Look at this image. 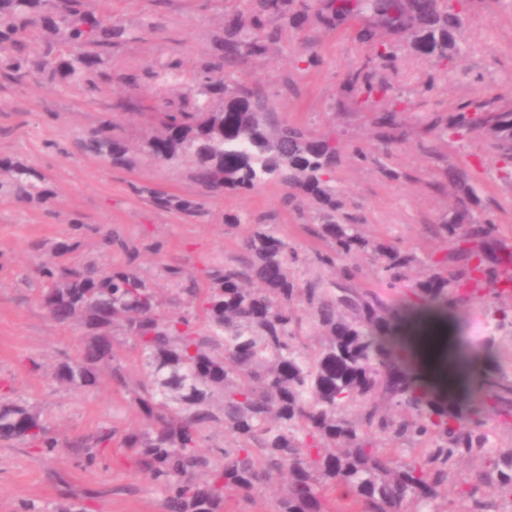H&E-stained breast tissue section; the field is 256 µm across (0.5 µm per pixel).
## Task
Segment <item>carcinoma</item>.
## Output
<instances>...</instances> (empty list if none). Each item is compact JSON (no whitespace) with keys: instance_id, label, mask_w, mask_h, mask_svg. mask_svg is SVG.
<instances>
[{"instance_id":"carcinoma-1","label":"carcinoma","mask_w":512,"mask_h":512,"mask_svg":"<svg viewBox=\"0 0 512 512\" xmlns=\"http://www.w3.org/2000/svg\"><path fill=\"white\" fill-rule=\"evenodd\" d=\"M91 2L63 0L56 8L53 0H0V85L38 76L86 96L101 93L112 82V50L126 30ZM243 2L245 8L224 16L216 51L195 69L184 71L174 60L146 68L164 108L140 95L136 74L125 77L128 93L117 107L154 113L155 132L142 140L141 159L183 166L197 187L194 199L151 190L157 205L193 213L206 197L278 180L289 188L286 203L306 198L326 212L315 234L327 251L317 260L338 265V278L327 288L298 281L292 248L268 225L257 224L243 242L245 260L212 267L205 288L184 268L166 267L190 307L174 315L135 266L101 271L65 258L77 244L59 243L57 261L40 269L47 287L38 300L55 321L78 326L85 336L77 357L55 366L54 379L88 388L105 368L113 381L131 388L150 427L125 433L121 444L164 489L168 512H224L228 494H248L283 472L288 483L277 512H408L414 501L429 512H499L483 489L494 483L512 502V448L488 451L483 427L488 405L512 416V378L473 369L464 412L450 413L417 393V375L398 337L401 325L423 307L464 323L459 289L500 280L498 269L481 260L496 225L475 220L464 191L454 220L437 227L448 255L411 297L389 305L353 287L358 267L351 261L359 255H370L389 283L399 285L411 280L414 253L371 242L359 225L336 221L341 204L330 174L346 145L331 130L315 135L281 120L253 82L232 72L241 59L266 54L288 27L353 32L371 55L349 73L344 90L361 105L384 102L379 124L386 128L387 150L402 137L400 95L375 79L373 64L392 65L400 45L439 69H455L463 11L448 0ZM425 131L489 137L497 157L512 162V109L490 101L465 103ZM82 147L114 167L132 163L108 118L87 133ZM46 184L44 173L0 157V191L44 202L51 195ZM298 304L318 330L313 345L301 340ZM119 334L144 365L133 387L115 346ZM212 423L233 437L216 449L218 464L204 452L203 431ZM385 440L420 449L406 456L383 446ZM15 441L42 452L59 445L35 405L0 402V442ZM463 453L482 455L483 468L455 473ZM450 481L459 484L462 511L438 503Z\"/></svg>"}]
</instances>
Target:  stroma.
<instances>
[{"instance_id": "1", "label": "stroma", "mask_w": 512, "mask_h": 512, "mask_svg": "<svg viewBox=\"0 0 512 512\" xmlns=\"http://www.w3.org/2000/svg\"><path fill=\"white\" fill-rule=\"evenodd\" d=\"M234 0H98L99 10L131 35L112 52L113 80L101 95L31 80L0 88V156L33 166L48 177L45 202L0 195V398L34 404L58 448L49 453L28 445L0 443V512H62L75 505L84 512H165V493L140 469L119 437L148 423L131 394L100 371L95 387L69 388L52 372L75 356L83 329L56 323L37 299L44 281L38 269L51 261L56 243L78 242L74 259L101 269L135 264L158 288L169 310H187L185 296L172 292L164 268L177 265L204 279L218 264L241 261L242 241L252 225H270L294 247L293 269L300 280H334L333 269L320 266L321 239L311 233L322 213L310 202L286 204V185L269 180L257 189L203 199L196 212L158 206L152 192L184 198L196 186L184 170L140 164L112 167L85 153L83 135L111 117L130 148H137L149 128L136 115L107 112L123 96V75L140 72L157 60H178L183 69L212 53ZM457 70L446 72L399 54L394 67L375 66L377 79L389 82L404 103L399 119L408 136L384 151L376 113L360 107L344 91L349 72L370 54L347 31L288 29L262 57L241 60L236 77L260 81L281 119L314 134L333 130L346 142L332 174L343 203L338 221L354 219L363 235L413 251L414 280H424L447 252L437 225L453 215L455 189L448 173L467 175L476 203V219L497 227L492 256L512 249V165L497 159L492 141L483 137H437L424 126L462 103L494 100L512 106V0H472L457 36ZM320 58L318 66L298 63V52ZM366 160L354 157V150ZM469 318L464 340L474 353L494 348L496 369L512 376V337L491 330L495 309L512 307L493 285L482 286L461 304ZM109 426L115 440L87 464L78 441L93 442Z\"/></svg>"}]
</instances>
